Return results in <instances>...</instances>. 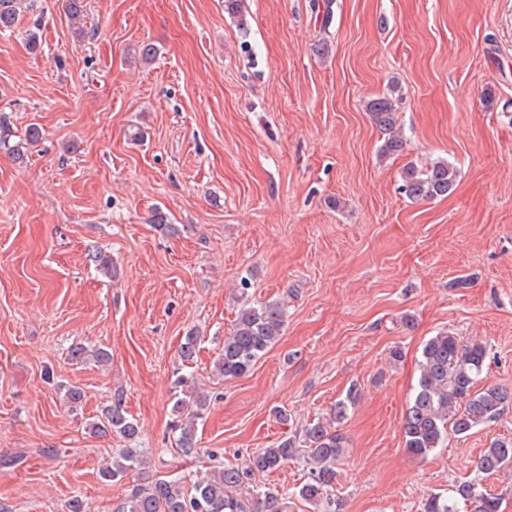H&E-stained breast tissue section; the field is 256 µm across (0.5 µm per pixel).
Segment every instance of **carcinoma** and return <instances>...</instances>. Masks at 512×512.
Returning <instances> with one entry per match:
<instances>
[{
  "label": "carcinoma",
  "mask_w": 512,
  "mask_h": 512,
  "mask_svg": "<svg viewBox=\"0 0 512 512\" xmlns=\"http://www.w3.org/2000/svg\"><path fill=\"white\" fill-rule=\"evenodd\" d=\"M33 6L34 0H0V33L13 30L22 12L32 10ZM365 110L383 135L379 157L401 154L406 142L398 126L393 95L369 99ZM38 139L39 131L34 127L18 136L0 122V149L18 158ZM457 179V168L446 159L424 169L409 164L401 173L400 190L413 201L445 198L453 193ZM283 328L284 312L277 304L242 308L230 333L224 336V345L214 364L216 373L226 380L246 374L276 343ZM199 342L200 336L193 331L184 337L179 349L183 362L194 360ZM88 355L99 363L109 359L108 352L102 348L89 350L77 345L71 350V356L77 360ZM486 357L483 343H465L448 331L437 333L424 344L413 399L402 420L405 448L412 458H428L448 433L465 437L474 427L497 421L512 405V390L496 384L478 387ZM178 388L176 445L183 454L190 455L197 445L196 422L204 417L208 398L195 389L191 377L179 379ZM357 400L358 388L353 385L331 407L329 417L308 424L302 437L292 435L268 448H259L240 466L208 464L195 476L189 489L180 478H161L136 487L114 512H280V491L253 488L245 496L242 491L256 477L290 461L302 463L308 469L307 481L300 486L298 496L320 507L322 512H338L336 500L328 497L336 483V462L343 454V437L337 433L334 423L345 419ZM91 427L97 433H115L129 441L139 434L136 421L128 418L117 404L107 409ZM147 463L143 449L121 448L112 456V465L101 470L100 477L117 482ZM477 466L487 475L511 469L512 440L492 442ZM422 512H500V498L481 489L476 482L462 481L452 486L448 496L439 493L430 496Z\"/></svg>",
  "instance_id": "cac0c4a2"
}]
</instances>
